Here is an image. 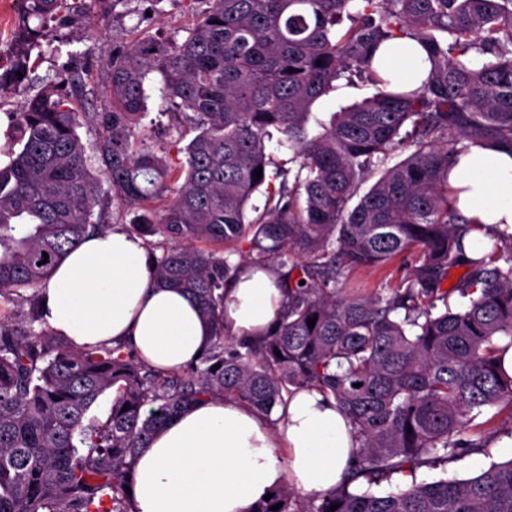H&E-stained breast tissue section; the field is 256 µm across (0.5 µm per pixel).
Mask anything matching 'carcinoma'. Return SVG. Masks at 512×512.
Listing matches in <instances>:
<instances>
[{"instance_id":"obj_1","label":"carcinoma","mask_w":512,"mask_h":512,"mask_svg":"<svg viewBox=\"0 0 512 512\" xmlns=\"http://www.w3.org/2000/svg\"><path fill=\"white\" fill-rule=\"evenodd\" d=\"M197 2L205 8L181 40L143 33L112 53L110 106L84 112L47 81L13 114L21 139L0 161V297L41 285L86 236L110 230L112 202L134 212L139 236L163 237L151 283L195 299L209 345L184 374H166L120 344L60 342L36 329L38 315L0 316V512H130L136 455L177 414L232 398L269 419L307 387L348 416L356 463L331 493L304 499L282 486L254 512H512V460L387 494L358 488L485 448L494 408L512 413L502 365L512 274L499 265L512 262V234L495 238L489 258H465L475 225L448 191L460 143L512 147V0H361L343 32L351 0ZM15 5L19 51L0 57V96L29 76L25 48L45 23L81 12L69 0ZM401 37L428 51V76L412 91L373 67L378 46ZM484 54L495 60L477 63ZM155 73L161 109L193 133L183 146L151 144L139 127ZM346 73L378 93L310 134L313 104ZM85 123L98 131L96 169L78 134ZM276 133L294 151V172L269 171ZM406 144L414 150L360 193ZM173 148L184 160L170 162ZM277 178L247 220L253 195ZM403 254L411 263L389 294L348 287L351 271ZM269 264L285 306L262 339H237L224 328V290L241 268ZM454 265L467 271L447 288ZM456 293L467 305H450ZM109 391L106 421L86 422Z\"/></svg>"}]
</instances>
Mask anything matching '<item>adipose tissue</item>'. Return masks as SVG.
<instances>
[{
    "mask_svg": "<svg viewBox=\"0 0 512 512\" xmlns=\"http://www.w3.org/2000/svg\"><path fill=\"white\" fill-rule=\"evenodd\" d=\"M377 70L409 89L429 71L428 55L405 38L383 44ZM448 188L477 228L465 254H488L491 237L512 233V151L469 145L451 161ZM144 242L113 227L88 236L39 290L54 334L79 347L132 345L162 371H179L204 353L210 331L182 289L150 283ZM284 303L275 268H243L224 297V325L236 338L268 331ZM357 442L332 397L303 388L289 396L277 424L252 406L212 399L189 407L141 449L132 512H251L267 493L292 484L307 494L335 490Z\"/></svg>",
    "mask_w": 512,
    "mask_h": 512,
    "instance_id": "adipose-tissue-1",
    "label": "adipose tissue"
}]
</instances>
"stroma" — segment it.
I'll list each match as a JSON object with an SVG mask.
<instances>
[{
	"instance_id": "stroma-1",
	"label": "stroma",
	"mask_w": 512,
	"mask_h": 512,
	"mask_svg": "<svg viewBox=\"0 0 512 512\" xmlns=\"http://www.w3.org/2000/svg\"><path fill=\"white\" fill-rule=\"evenodd\" d=\"M195 20L189 0H112L107 26L92 38H84V20L76 16L64 23H50L43 47L30 54V76L33 81L43 79L62 81L67 76L66 57L50 54V46L70 42L71 48L81 55L83 91L87 111H101L108 104L105 87L108 83L106 61L120 45L130 42L141 32L155 38H182L185 28ZM375 86L360 80H339L335 90L321 97L313 106V113L322 120H329L331 113L375 94ZM507 453L497 447L474 449L471 456L449 460L435 467H423L416 473L418 481L439 479H465L481 473L491 463L507 460Z\"/></svg>"
}]
</instances>
